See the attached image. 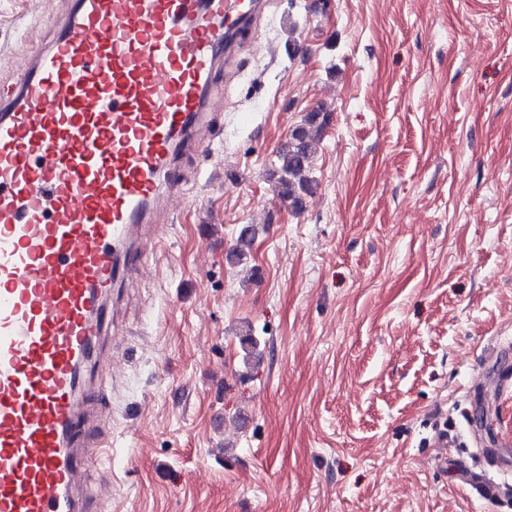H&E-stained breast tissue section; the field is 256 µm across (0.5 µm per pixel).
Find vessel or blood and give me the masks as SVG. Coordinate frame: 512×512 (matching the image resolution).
Returning <instances> with one entry per match:
<instances>
[{"mask_svg":"<svg viewBox=\"0 0 512 512\" xmlns=\"http://www.w3.org/2000/svg\"><path fill=\"white\" fill-rule=\"evenodd\" d=\"M267 0H66L45 47L0 92V512H102L92 373L107 307L144 264L145 225L181 193L178 160L219 133L218 75ZM483 394L512 390L489 350ZM486 500L512 484L458 461Z\"/></svg>","mask_w":512,"mask_h":512,"instance_id":"b4317fda","label":"vessel or blood"}]
</instances>
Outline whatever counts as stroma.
I'll return each instance as SVG.
<instances>
[{
    "mask_svg": "<svg viewBox=\"0 0 512 512\" xmlns=\"http://www.w3.org/2000/svg\"><path fill=\"white\" fill-rule=\"evenodd\" d=\"M311 4L273 0L118 296L104 512H512L448 467L493 454L462 410L488 346L512 364V0ZM63 10L0 0V80ZM320 106L295 214L278 153Z\"/></svg>",
    "mask_w": 512,
    "mask_h": 512,
    "instance_id": "stroma-1",
    "label": "stroma"
}]
</instances>
